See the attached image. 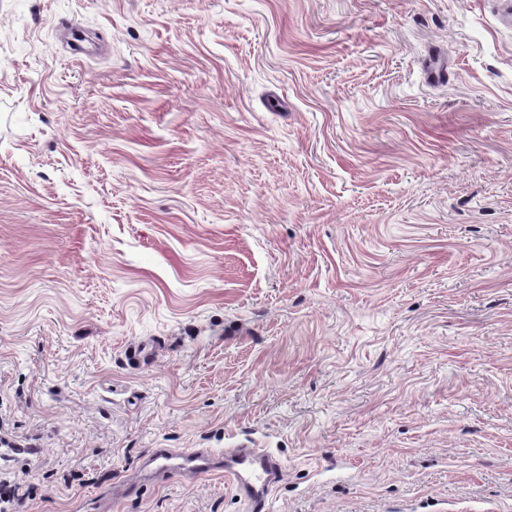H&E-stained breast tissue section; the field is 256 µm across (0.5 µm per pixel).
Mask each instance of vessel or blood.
<instances>
[{"label": "vessel or blood", "instance_id": "vessel-or-blood-1", "mask_svg": "<svg viewBox=\"0 0 512 512\" xmlns=\"http://www.w3.org/2000/svg\"><path fill=\"white\" fill-rule=\"evenodd\" d=\"M165 474L198 476L208 472L215 463L207 448L154 449L151 455ZM224 471L234 482L241 499L253 512H263L271 488L281 472L279 463L261 448H231L224 454Z\"/></svg>", "mask_w": 512, "mask_h": 512}]
</instances>
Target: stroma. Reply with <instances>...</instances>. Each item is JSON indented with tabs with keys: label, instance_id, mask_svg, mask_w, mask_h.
<instances>
[{
	"label": "stroma",
	"instance_id": "1",
	"mask_svg": "<svg viewBox=\"0 0 512 512\" xmlns=\"http://www.w3.org/2000/svg\"><path fill=\"white\" fill-rule=\"evenodd\" d=\"M501 3L0 0L15 512H512ZM151 458L163 474L198 476L208 472L215 463L208 448H154ZM224 472L232 477L240 498L262 512L281 467L263 448H231L224 454Z\"/></svg>",
	"mask_w": 512,
	"mask_h": 512
}]
</instances>
